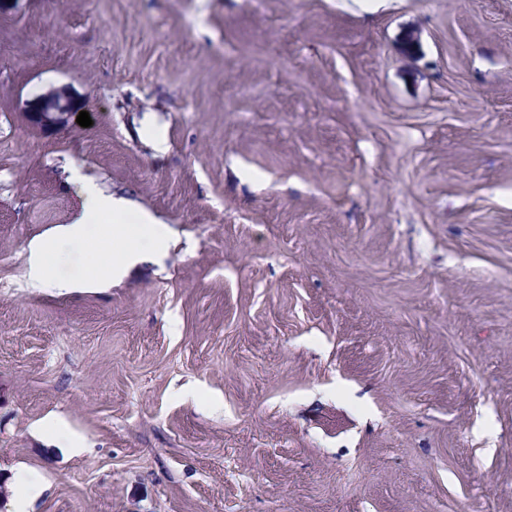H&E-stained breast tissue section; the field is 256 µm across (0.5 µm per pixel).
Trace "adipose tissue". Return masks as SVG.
I'll return each mask as SVG.
<instances>
[{
    "label": "adipose tissue",
    "instance_id": "1",
    "mask_svg": "<svg viewBox=\"0 0 512 512\" xmlns=\"http://www.w3.org/2000/svg\"><path fill=\"white\" fill-rule=\"evenodd\" d=\"M84 202L81 212L72 223L56 227L52 237L32 241L29 245L28 285L32 288H71L83 282V275L65 277L59 275L50 258V250L55 246L75 244L86 239L92 232L101 215L112 216L113 236L123 242L119 255H112L108 248H100L96 265L99 269L98 281H105L120 275L125 268L136 262L148 250L158 249L165 236L161 224L148 214H140L137 228H129L124 220L129 206L124 199L104 194L90 183L83 184Z\"/></svg>",
    "mask_w": 512,
    "mask_h": 512
}]
</instances>
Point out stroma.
Wrapping results in <instances>:
<instances>
[{"label":"stroma","instance_id":"obj_1","mask_svg":"<svg viewBox=\"0 0 512 512\" xmlns=\"http://www.w3.org/2000/svg\"><path fill=\"white\" fill-rule=\"evenodd\" d=\"M86 180L163 256L27 288ZM21 464L27 512H512V0H0V512Z\"/></svg>","mask_w":512,"mask_h":512}]
</instances>
